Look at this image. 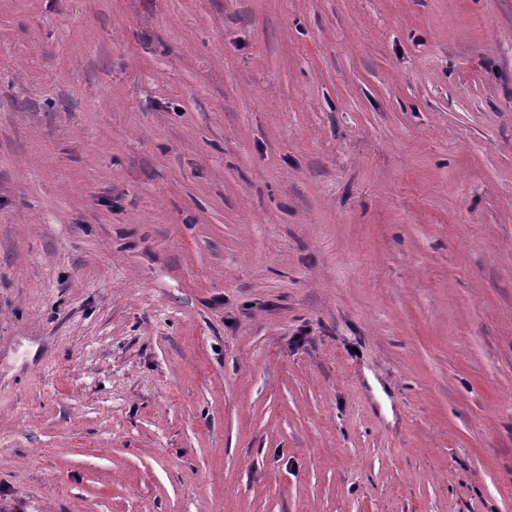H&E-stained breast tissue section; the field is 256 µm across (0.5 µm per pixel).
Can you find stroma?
<instances>
[{
	"mask_svg": "<svg viewBox=\"0 0 512 512\" xmlns=\"http://www.w3.org/2000/svg\"><path fill=\"white\" fill-rule=\"evenodd\" d=\"M0 512H512V0H0Z\"/></svg>",
	"mask_w": 512,
	"mask_h": 512,
	"instance_id": "stroma-1",
	"label": "stroma"
}]
</instances>
